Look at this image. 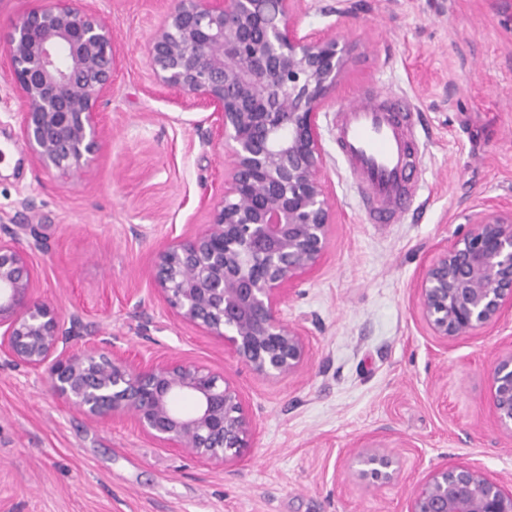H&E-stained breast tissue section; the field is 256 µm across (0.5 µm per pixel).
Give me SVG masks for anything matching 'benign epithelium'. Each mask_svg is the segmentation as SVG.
Returning a JSON list of instances; mask_svg holds the SVG:
<instances>
[{"mask_svg":"<svg viewBox=\"0 0 512 512\" xmlns=\"http://www.w3.org/2000/svg\"><path fill=\"white\" fill-rule=\"evenodd\" d=\"M301 0H177L147 50L154 83L212 110L229 157L212 222L174 239L150 270L157 294L184 322L220 339L254 373L303 365L305 331L278 316L293 286L321 263L333 206L318 115L349 72L359 40L306 32ZM20 134L34 162L83 173L98 147L99 108L112 89L109 16L86 0H47L5 37ZM27 254L0 236V357L39 372L92 423L127 418L162 448L224 467L249 446L239 393L206 367L130 356L111 342L73 348L76 319L33 299ZM418 309L443 343L473 338L512 311V206L468 217L426 264ZM489 403L512 435V347L491 365ZM193 408L182 411L177 401ZM362 479H392L393 460L371 441L354 452ZM407 512H512V482L480 467L442 464L414 487Z\"/></svg>","mask_w":512,"mask_h":512,"instance_id":"obj_1","label":"benign epithelium"}]
</instances>
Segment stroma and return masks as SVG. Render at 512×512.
Here are the masks:
<instances>
[{
    "mask_svg": "<svg viewBox=\"0 0 512 512\" xmlns=\"http://www.w3.org/2000/svg\"><path fill=\"white\" fill-rule=\"evenodd\" d=\"M176 0H89L109 13L119 64L100 108L86 175L35 163L21 102L0 60V234L12 231L34 297L78 318L74 345L110 340L130 355L208 367L242 397L254 433L226 467L159 447L130 421L89 423L46 373L0 359V512H406L415 484L468 462L512 482V436L487 401L490 366L512 347V313L442 344L417 308L427 260L470 215L512 206V0H303L300 24L360 41L333 105L319 114L335 211L327 253L279 307L305 328L301 370L267 378L180 321L149 271L164 244L212 218L229 159L207 111L155 86L153 33ZM353 12L338 17L337 9ZM407 94L427 137L413 214L369 224L336 155L337 106L379 89ZM387 446L395 483L347 477L353 447Z\"/></svg>",
    "mask_w": 512,
    "mask_h": 512,
    "instance_id": "1",
    "label": "stroma"
}]
</instances>
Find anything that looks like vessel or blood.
<instances>
[{
  "label": "vessel or blood",
  "instance_id": "vessel-or-blood-1",
  "mask_svg": "<svg viewBox=\"0 0 512 512\" xmlns=\"http://www.w3.org/2000/svg\"><path fill=\"white\" fill-rule=\"evenodd\" d=\"M331 128L369 223H399L425 183V147L409 101L383 91L360 96L334 112Z\"/></svg>",
  "mask_w": 512,
  "mask_h": 512
}]
</instances>
